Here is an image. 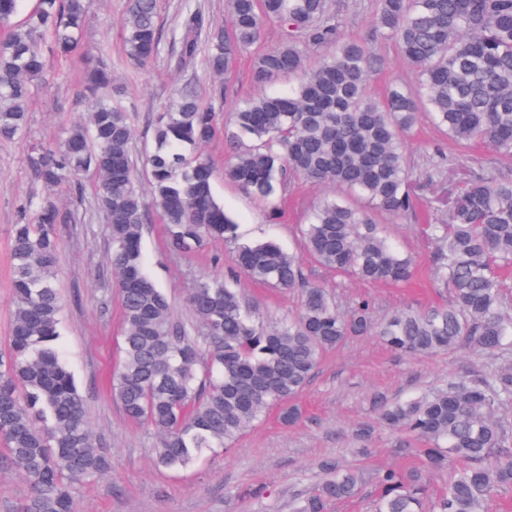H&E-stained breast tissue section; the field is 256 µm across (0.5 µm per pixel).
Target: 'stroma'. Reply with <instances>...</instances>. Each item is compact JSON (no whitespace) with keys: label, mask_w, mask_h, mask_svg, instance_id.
I'll return each mask as SVG.
<instances>
[{"label":"stroma","mask_w":512,"mask_h":512,"mask_svg":"<svg viewBox=\"0 0 512 512\" xmlns=\"http://www.w3.org/2000/svg\"><path fill=\"white\" fill-rule=\"evenodd\" d=\"M201 5L211 17L224 16L225 0H159L164 34L161 53L149 71L126 65L120 24L128 0H92L93 23L83 37V51L96 56L108 50L112 76L125 90V103L136 130V151L152 143L151 123L166 103L171 89L192 83L211 96L219 125H226L234 106L260 93L288 92L293 81L280 76L264 87L251 82V55L241 56L230 75L217 80L204 62L187 74H179L169 62L182 2ZM381 67L371 87L382 95L394 81L412 83L413 68L397 53L393 43L379 44ZM60 80L35 103L26 139L0 140V352L6 351L12 308V228L25 200L54 197L74 212L76 220L58 225L63 246L58 259L57 286L63 301L64 355L85 401L92 434L110 457V468L101 477L75 491L80 512H293L318 479V465L331 460L361 467L366 476L360 495L339 503L333 512H373L378 495L374 474L384 467L405 468L419 464L414 450L420 442L393 436L378 429L381 403L418 395L440 386L449 375L482 369L484 365L512 368V352L489 357L465 346L440 354H404L388 348L376 334L347 337L327 351L294 405L298 418L284 422L280 410H272L249 427L229 448L206 453L192 468L182 472L155 467L150 450L153 436L129 422L110 392L109 382L119 364L124 324L116 279L110 264L111 244L107 228L94 204L93 175L83 178L81 195L49 193L28 173L29 143L58 139L72 121L84 117L75 102L80 64L52 61ZM221 96H214V88ZM412 179L418 182L421 204L401 216L376 214L385 235L415 260L410 280L398 285L366 284L339 275L303 254L300 227L307 223L314 204L336 195V187L292 180L286 201L279 209L258 200L224 179L225 142L216 138L203 153L214 165V192L237 223L236 242L207 240L189 254L166 247V226L153 200H146L143 250L147 270L171 300V317L193 323L187 298L201 279L230 275L235 269L237 244L273 240L303 255V273L312 283L329 289L339 307H348L359 296L369 297L375 322H384L403 309L428 310L448 305L450 293L434 285L437 247L425 232L428 202L436 187L425 181L428 170L442 159H454L459 149L449 144L421 114L406 138ZM237 286L260 319L285 323L301 309V293L238 277ZM372 428L368 443H358L354 431Z\"/></svg>","instance_id":"35a3bbf8"}]
</instances>
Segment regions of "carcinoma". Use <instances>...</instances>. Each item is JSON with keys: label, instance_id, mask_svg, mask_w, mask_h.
Instances as JSON below:
<instances>
[{"label": "carcinoma", "instance_id": "obj_1", "mask_svg": "<svg viewBox=\"0 0 512 512\" xmlns=\"http://www.w3.org/2000/svg\"><path fill=\"white\" fill-rule=\"evenodd\" d=\"M19 2L0 0V139L26 136L31 104L59 79L47 69L48 57L82 58L76 100L87 118L54 142L31 144L27 166L34 182L75 194L83 175L96 177L124 322L112 390L125 417L155 437L154 464L186 469L206 452L229 447L273 407L294 421L297 409L286 403L306 386L323 352L373 328L370 300L360 297L340 310L326 289L305 279L299 256L266 241L238 247L237 270L253 281L300 289L297 318L256 320L234 279L214 276L189 297L197 334L175 322L168 296L145 267L135 129L122 89L112 82V59L101 53L90 62L81 52L90 0H35L20 19ZM225 8L223 20L199 9L181 12L175 68L187 72L202 57L219 77L259 41L267 23L277 22L288 39L255 57L252 81L262 87L288 75L296 83L285 94L239 105L224 131L189 83L158 113L144 165L168 248L189 253L208 238H235L236 222L213 195L212 163L200 153L222 132L232 148L224 179L256 198L272 201L291 178L304 177L370 203L365 211L327 198L314 209L300 232L320 264L366 283L406 281L413 259L383 235L373 213L399 216L416 206L404 136L419 112L427 110L458 146L481 143L512 156V0H378L374 26L359 40L342 37L344 21L332 0H226ZM122 28L126 61L148 69L162 40L158 0H129ZM380 40L392 42L415 69V83L391 86L377 102L367 88ZM318 51L322 60L307 67V54ZM446 205L444 219L426 232L436 243L450 304L398 311L378 335L402 353L466 345L486 355L511 352L512 302L502 273L512 268V179L479 164L458 193H448ZM73 221L74 212L52 200L27 201L12 230V334L0 354V439L10 469L30 492L23 512H78L74 488L110 468L61 352L57 225ZM509 406L512 369L501 367L382 403L380 426L425 447L422 467L379 471L375 512H487L490 495L512 485V436L499 419ZM319 471L296 512H331L365 482L353 467L323 462ZM445 471L448 487L431 496L428 475Z\"/></svg>", "mask_w": 512, "mask_h": 512}]
</instances>
